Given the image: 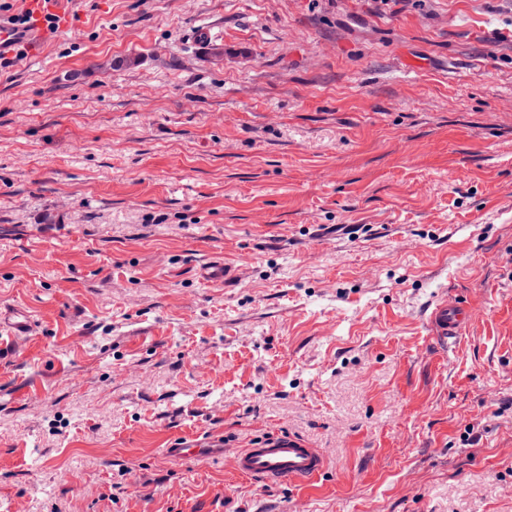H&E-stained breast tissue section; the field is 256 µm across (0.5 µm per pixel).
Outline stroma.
Listing matches in <instances>:
<instances>
[{
	"label": "stroma",
	"mask_w": 512,
	"mask_h": 512,
	"mask_svg": "<svg viewBox=\"0 0 512 512\" xmlns=\"http://www.w3.org/2000/svg\"><path fill=\"white\" fill-rule=\"evenodd\" d=\"M68 13L0 70V512H512V0ZM277 432L316 485L226 464ZM428 310L430 334L444 346L461 338L473 315L469 306L456 300L448 301V298L437 300ZM203 451L208 454L224 455V443L208 446L199 441L179 442L165 448V455L171 462L181 463L186 459L201 455Z\"/></svg>",
	"instance_id": "obj_1"
}]
</instances>
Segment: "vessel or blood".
Returning a JSON list of instances; mask_svg holds the SVG:
<instances>
[{"mask_svg": "<svg viewBox=\"0 0 512 512\" xmlns=\"http://www.w3.org/2000/svg\"><path fill=\"white\" fill-rule=\"evenodd\" d=\"M31 21L25 27L13 29L0 22V57L14 54L19 48L39 52L50 30L44 14L43 0H26ZM472 319V310L459 301L440 299L429 307L428 325L431 336L440 344L458 341ZM223 454V445L204 446L201 442H179L169 445L166 457L174 463L199 456L202 452ZM235 473L258 483L307 486L319 481L327 469L324 455L310 447L301 437L270 434L259 438L250 447L236 453L229 461Z\"/></svg>", "mask_w": 512, "mask_h": 512, "instance_id": "obj_1", "label": "vessel or blood"}]
</instances>
